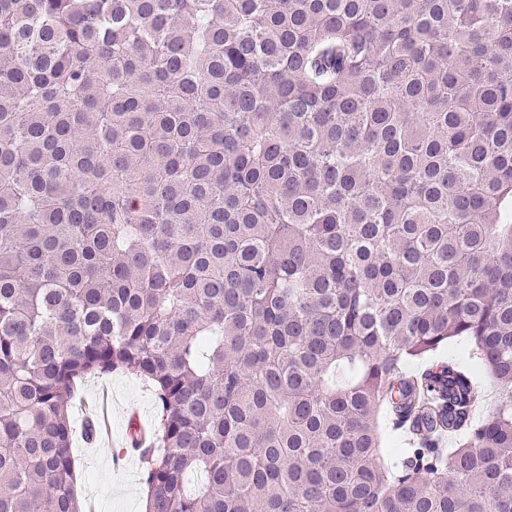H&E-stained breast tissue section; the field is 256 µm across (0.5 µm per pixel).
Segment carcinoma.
Returning a JSON list of instances; mask_svg holds the SVG:
<instances>
[{
  "label": "carcinoma",
  "mask_w": 512,
  "mask_h": 512,
  "mask_svg": "<svg viewBox=\"0 0 512 512\" xmlns=\"http://www.w3.org/2000/svg\"><path fill=\"white\" fill-rule=\"evenodd\" d=\"M114 371L149 512H512V0H0V512Z\"/></svg>",
  "instance_id": "cac0c4a2"
}]
</instances>
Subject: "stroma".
Segmentation results:
<instances>
[{
    "label": "stroma",
    "instance_id": "stroma-1",
    "mask_svg": "<svg viewBox=\"0 0 512 512\" xmlns=\"http://www.w3.org/2000/svg\"><path fill=\"white\" fill-rule=\"evenodd\" d=\"M71 414L78 429L86 419L104 415L112 427L109 442L81 438L74 442L79 462L77 488L85 505L93 507L94 512H143L145 498L140 476L144 463L138 457L115 462L114 452L125 445L132 415H139L144 426L154 428L155 404L148 385L121 371L88 377Z\"/></svg>",
    "mask_w": 512,
    "mask_h": 512
}]
</instances>
